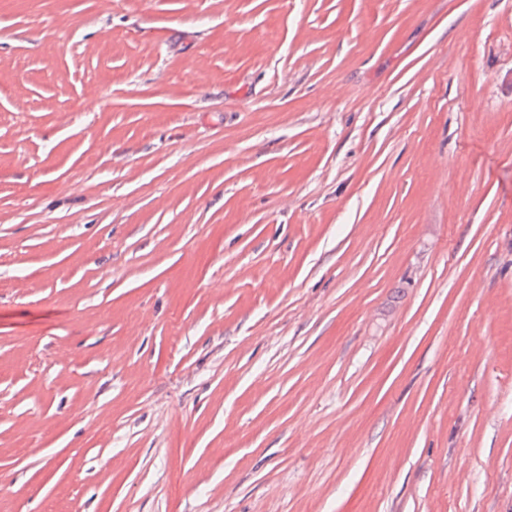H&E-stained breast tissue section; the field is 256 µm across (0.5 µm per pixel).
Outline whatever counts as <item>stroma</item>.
Wrapping results in <instances>:
<instances>
[{"label": "stroma", "instance_id": "35a3bbf8", "mask_svg": "<svg viewBox=\"0 0 512 512\" xmlns=\"http://www.w3.org/2000/svg\"><path fill=\"white\" fill-rule=\"evenodd\" d=\"M0 512H512V0H0Z\"/></svg>", "mask_w": 512, "mask_h": 512}]
</instances>
